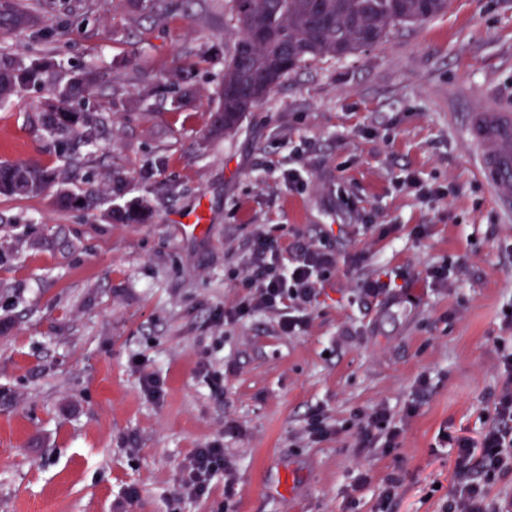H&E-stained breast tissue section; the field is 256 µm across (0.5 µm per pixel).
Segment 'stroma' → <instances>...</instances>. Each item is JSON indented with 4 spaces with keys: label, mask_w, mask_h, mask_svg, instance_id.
I'll use <instances>...</instances> for the list:
<instances>
[{
    "label": "stroma",
    "mask_w": 512,
    "mask_h": 512,
    "mask_svg": "<svg viewBox=\"0 0 512 512\" xmlns=\"http://www.w3.org/2000/svg\"><path fill=\"white\" fill-rule=\"evenodd\" d=\"M75 3L89 25L60 50L131 105L68 187L105 198L122 170L153 217L63 209L52 188L0 196V512H375L393 474L390 512H445L455 441H479L512 350V209L470 137L482 112L512 113V0H450L379 45L307 63L221 137L210 111L241 36L229 0H173L162 26L131 0H26L44 24ZM177 67L188 97L137 103L144 77ZM40 99L0 106V161L54 164L28 121ZM408 176L439 196L403 187ZM197 208L202 230L178 223ZM260 236L285 263L303 247L336 256L295 334L276 313L224 322ZM439 266L448 282L431 276ZM368 277L389 281L384 295H362ZM422 375L429 393L406 416ZM380 406L396 445L359 450ZM214 443L233 496L220 481L179 494L192 451ZM361 471L370 482L352 491Z\"/></svg>",
    "instance_id": "stroma-1"
}]
</instances>
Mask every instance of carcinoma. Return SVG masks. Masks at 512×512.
I'll return each instance as SVG.
<instances>
[{
	"instance_id": "carcinoma-1",
	"label": "carcinoma",
	"mask_w": 512,
	"mask_h": 512,
	"mask_svg": "<svg viewBox=\"0 0 512 512\" xmlns=\"http://www.w3.org/2000/svg\"><path fill=\"white\" fill-rule=\"evenodd\" d=\"M231 20L241 37L226 61L217 90L219 105L211 115L209 133L236 130L244 114L263 100L288 73L322 59H342L381 43L394 29L427 21L448 8V0H231ZM135 8L159 25L170 9L168 0H133ZM89 23L73 19L62 27L47 26L39 37L61 42ZM36 25L19 0H0V37L18 35ZM104 76L73 64L60 55L25 60L0 54V104L19 94H42L31 122L53 146L52 166L0 161V195L28 197L60 185L58 204L64 209H89L100 204L90 194L64 188L65 174L81 167L87 149L104 134L110 114L125 107L115 95L99 88ZM109 221L140 224L152 218L147 201L134 199L107 207Z\"/></svg>"
}]
</instances>
